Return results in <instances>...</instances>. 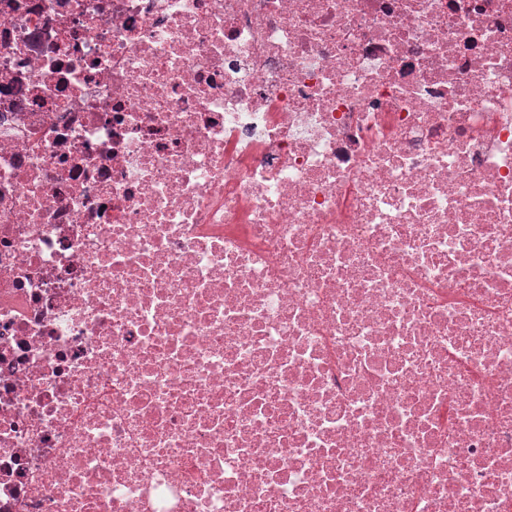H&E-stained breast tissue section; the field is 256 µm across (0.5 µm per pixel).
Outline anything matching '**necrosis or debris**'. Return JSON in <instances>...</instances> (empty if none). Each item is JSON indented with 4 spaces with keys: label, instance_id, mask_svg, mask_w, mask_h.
<instances>
[{
    "label": "necrosis or debris",
    "instance_id": "necrosis-or-debris-1",
    "mask_svg": "<svg viewBox=\"0 0 512 512\" xmlns=\"http://www.w3.org/2000/svg\"><path fill=\"white\" fill-rule=\"evenodd\" d=\"M0 512H512V0H0Z\"/></svg>",
    "mask_w": 512,
    "mask_h": 512
}]
</instances>
